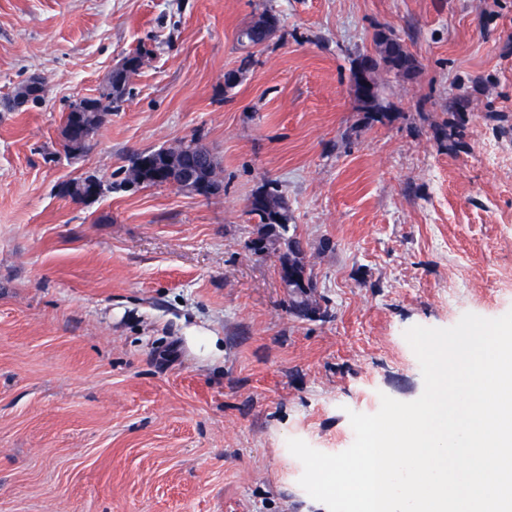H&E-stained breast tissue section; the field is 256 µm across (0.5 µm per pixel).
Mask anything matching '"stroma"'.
I'll return each instance as SVG.
<instances>
[{"instance_id": "stroma-1", "label": "stroma", "mask_w": 512, "mask_h": 512, "mask_svg": "<svg viewBox=\"0 0 512 512\" xmlns=\"http://www.w3.org/2000/svg\"><path fill=\"white\" fill-rule=\"evenodd\" d=\"M382 29L418 68L384 76L376 122L349 76ZM135 51L66 153L70 105ZM32 75L43 99L11 106ZM192 138L219 194L123 186L134 153ZM89 171L106 190L73 203ZM270 183L310 319L281 252L251 249ZM510 311L512 0H0V512H327L288 440L348 449L350 412L423 392L408 328ZM266 192L267 202L248 208L250 205L248 201L247 213L257 218L258 224H261L266 232V243L261 250L262 253L275 251L282 245L285 247L286 254L283 258L288 257V260H291L295 275L294 280L288 283L290 307L296 315L308 317L315 308L312 307L309 299L314 286L311 278L305 273L303 262L305 247L300 238L287 236L288 224L291 220L288 200L277 187H272ZM276 216H279L282 222L278 221Z\"/></svg>"}]
</instances>
